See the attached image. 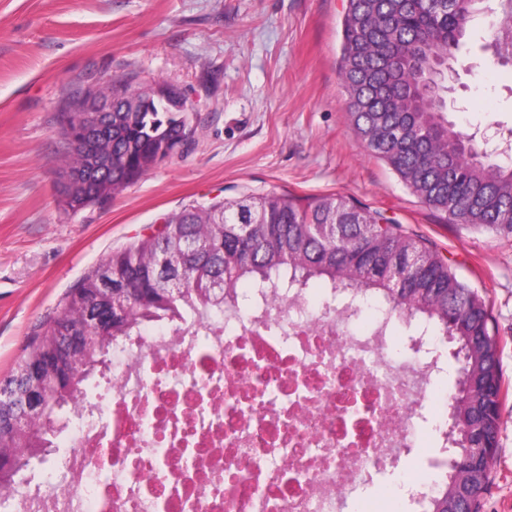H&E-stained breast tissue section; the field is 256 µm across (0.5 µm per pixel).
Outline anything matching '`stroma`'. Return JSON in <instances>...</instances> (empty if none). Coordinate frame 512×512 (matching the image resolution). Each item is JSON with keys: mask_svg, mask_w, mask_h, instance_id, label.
Masks as SVG:
<instances>
[{"mask_svg": "<svg viewBox=\"0 0 512 512\" xmlns=\"http://www.w3.org/2000/svg\"><path fill=\"white\" fill-rule=\"evenodd\" d=\"M347 0H0V380L38 328L113 251L156 231L195 202L245 192L305 200L336 193L381 210L430 240L486 301L506 393L499 450L480 512H512V232L451 224L372 156L344 105L338 70ZM474 26L458 54L449 117L467 133H512V65L488 62ZM121 80L162 82L192 107L196 134L112 199L79 212L61 202L62 114L84 91ZM398 361L438 354L444 395L460 364L437 332L427 352L393 321ZM446 405L421 429L398 469L426 492L452 451Z\"/></svg>", "mask_w": 512, "mask_h": 512, "instance_id": "1", "label": "stroma"}]
</instances>
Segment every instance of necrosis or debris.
Returning a JSON list of instances; mask_svg holds the SVG:
<instances>
[{
    "label": "necrosis or debris",
    "instance_id": "1",
    "mask_svg": "<svg viewBox=\"0 0 512 512\" xmlns=\"http://www.w3.org/2000/svg\"><path fill=\"white\" fill-rule=\"evenodd\" d=\"M290 293L113 346L109 395L79 403L66 482L29 478L17 512H341L417 449L432 369Z\"/></svg>",
    "mask_w": 512,
    "mask_h": 512
}]
</instances>
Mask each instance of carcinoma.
<instances>
[{
	"label": "carcinoma",
	"instance_id": "carcinoma-1",
	"mask_svg": "<svg viewBox=\"0 0 512 512\" xmlns=\"http://www.w3.org/2000/svg\"><path fill=\"white\" fill-rule=\"evenodd\" d=\"M501 20L483 52L512 58V0H499ZM484 0H348L343 21L340 76L344 104L371 154L384 161L423 203L450 224L512 231V163L490 164L468 147L469 134L448 121V72ZM146 88L114 82L98 92L112 100L111 122L86 130L76 112L63 113L67 140L64 193L73 210L120 192L165 160L167 150L191 143L188 112H140ZM408 269L401 287L393 272ZM316 287L321 301L338 303L355 318L369 299L385 309L380 329L394 318L419 320L420 332L436 330L471 350L461 367L470 381L457 408L468 434L454 439L460 455L490 469L499 448L502 387L492 315L484 299L457 277L437 248L403 233L381 211L338 194L302 203L288 195L243 194L222 202L191 204L168 217L165 229L138 239L89 271L60 311L38 333L3 385L21 383L36 351L46 352L54 393L45 411L18 434V409L0 402V477L16 487L31 459L45 462L55 417L86 398L89 376L103 371L112 344L148 327L177 325L224 307H251L260 299ZM111 324L112 343L89 342L63 363L56 352L68 336L95 322ZM461 489L445 477L425 497L424 512H448Z\"/></svg>",
	"mask_w": 512,
	"mask_h": 512
}]
</instances>
